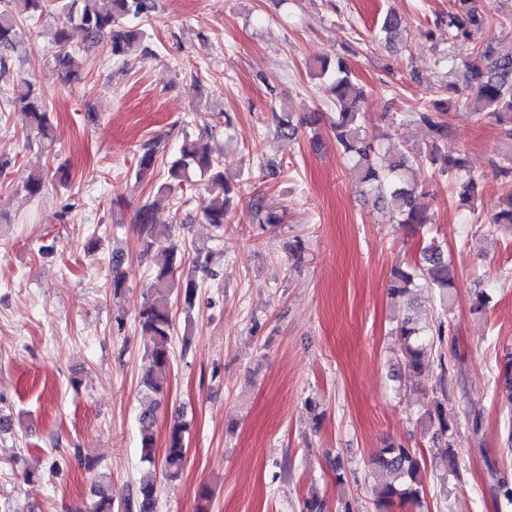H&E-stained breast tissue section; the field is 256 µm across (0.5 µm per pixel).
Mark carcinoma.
<instances>
[{"instance_id":"cac0c4a2","label":"carcinoma","mask_w":512,"mask_h":512,"mask_svg":"<svg viewBox=\"0 0 512 512\" xmlns=\"http://www.w3.org/2000/svg\"><path fill=\"white\" fill-rule=\"evenodd\" d=\"M55 0H0V80L12 85L13 96L8 104L23 111L38 133L44 135L49 128V112L46 103L34 93L30 81L16 77L12 68L13 57L24 49L22 31L18 20L39 18L52 8ZM156 8L155 0H68L61 5L65 13L55 31V40L60 47L56 62L69 80L77 76L79 62L69 49L70 26L77 24L85 34L86 41L94 45L109 39L112 59L126 61L132 56L147 57L151 50L144 45L148 37L146 22ZM496 17L480 7L477 0H457L454 10L443 18L448 28V39L469 44L464 57L451 58L452 68L458 70L460 81L470 86L473 97L470 104L475 112H487L497 122L508 125L512 134V54L501 55L495 47L485 41H476V36ZM401 27L400 18L392 13L385 15L379 27L378 39L391 44ZM318 75L327 77L332 101L336 107V122L333 123L337 145L350 163V170L358 185L374 194V204L386 207L399 217L401 224L428 223L425 212L416 203V193L422 183V174L430 170L448 178V189L462 201L475 198L481 176L471 171L467 159L458 155L451 157L441 151L439 143L448 136V125L431 112H418L416 116L433 132L430 145L425 150L407 148L393 159H388L368 138L360 123L359 104L363 89L355 82L354 75L344 61L335 67L325 61L315 65ZM277 132L282 136H293L297 126L292 113L283 112L275 116ZM155 151L146 146L138 158L136 179L146 178L152 171ZM199 175L210 198L204 201L203 218L216 230H224L228 223L227 203L231 196L239 193V187L224 177V162L207 145L186 141L179 157L168 168L169 181L164 189L168 192L183 190L191 182V176ZM44 186V174L35 169L22 181L21 190L26 195H38ZM136 223L145 231V250L158 247L167 253V261L155 272L148 288L145 302L138 314L141 335L149 341L146 352L148 367L144 371L142 386L155 395L161 386L154 381L153 374L163 370L170 361V341L173 333L171 294L174 287V258L178 244L167 238L163 243L154 239L150 224L153 223L152 206L142 205L136 214ZM512 224V189L509 190L506 207L492 213L481 224ZM455 271L440 244L429 241L423 245L415 259L405 268H395L388 293L392 297H406L416 291H425L438 297L441 316L437 329L422 325L416 318L414 305L397 321L394 328L399 345L398 363L405 377L412 379L425 371L435 349L434 336L442 335L449 313L448 295L454 286ZM198 284L188 276L179 286V295L184 304L192 307ZM499 373L497 385L503 406L507 409L506 443L512 451V353ZM158 399L141 407L138 423L140 448L143 461L155 464L154 427L157 418ZM423 422L433 429V437L445 439L443 452L448 456V473L458 474L457 449L450 438L457 428L455 414L448 406L434 401L422 414ZM188 424L177 416L169 427L166 447L160 461L162 478L174 483L181 477L187 456L185 435ZM374 476L382 477L374 485L379 512H390L395 507H418L424 493L423 460L413 450L395 442H388L378 449L369 463ZM159 493L157 481L147 476L136 487L137 512H155ZM96 500L90 512H113L112 486L103 477H98L93 486ZM327 501L316 494L304 498L300 512H328Z\"/></svg>"}]
</instances>
